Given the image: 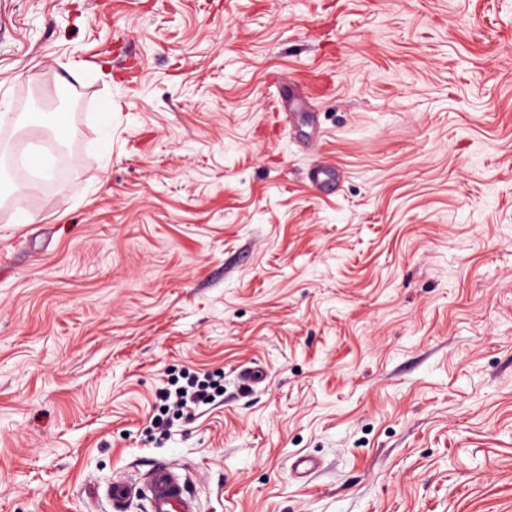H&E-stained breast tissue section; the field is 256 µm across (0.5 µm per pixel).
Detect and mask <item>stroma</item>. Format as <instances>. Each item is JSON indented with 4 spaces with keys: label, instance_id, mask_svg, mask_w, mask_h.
<instances>
[{
    "label": "stroma",
    "instance_id": "obj_1",
    "mask_svg": "<svg viewBox=\"0 0 512 512\" xmlns=\"http://www.w3.org/2000/svg\"><path fill=\"white\" fill-rule=\"evenodd\" d=\"M7 125L0 512H512V0H0ZM308 180L314 187L325 189L336 184L340 180V175L333 163L323 162L309 170ZM219 393L221 391L217 383L208 379L192 378L188 380L187 386H181L176 390L175 404L182 412L186 411L188 414L200 405L212 403ZM209 397H212V400H209ZM104 496L114 512L128 511L134 500H142L147 512H199L190 480L166 463L153 465L141 485L124 479L112 480Z\"/></svg>",
    "mask_w": 512,
    "mask_h": 512
}]
</instances>
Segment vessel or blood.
Instances as JSON below:
<instances>
[{
    "label": "vessel or blood",
    "instance_id": "b4317fda",
    "mask_svg": "<svg viewBox=\"0 0 512 512\" xmlns=\"http://www.w3.org/2000/svg\"><path fill=\"white\" fill-rule=\"evenodd\" d=\"M339 179L330 162L313 166L308 173L311 185L319 189L336 184ZM104 496L113 512H127L136 500L143 502L146 512H199L190 480L178 468L165 463L153 465L138 485L124 479L113 480Z\"/></svg>",
    "mask_w": 512,
    "mask_h": 512
}]
</instances>
